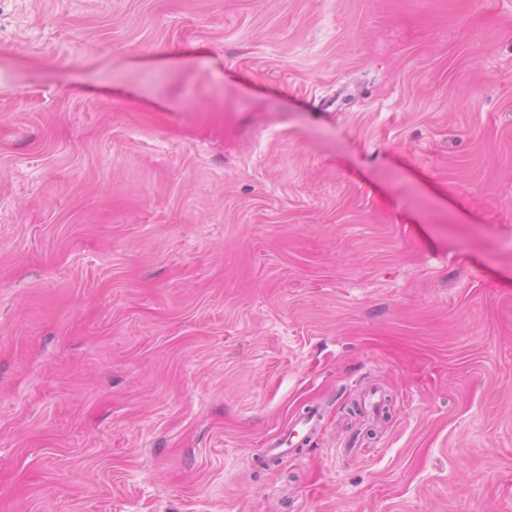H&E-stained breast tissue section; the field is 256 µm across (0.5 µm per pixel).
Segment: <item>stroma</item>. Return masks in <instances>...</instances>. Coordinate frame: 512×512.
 Listing matches in <instances>:
<instances>
[{
  "label": "stroma",
  "mask_w": 512,
  "mask_h": 512,
  "mask_svg": "<svg viewBox=\"0 0 512 512\" xmlns=\"http://www.w3.org/2000/svg\"><path fill=\"white\" fill-rule=\"evenodd\" d=\"M0 512H512V0H0ZM321 413L319 409L313 408L304 413L295 425L289 428V432L283 438L273 441L269 444V454L273 458L280 457L281 455L294 451L301 445L307 434L315 431L320 424ZM289 435V440L287 441ZM294 438H297L294 440ZM287 441V446H285Z\"/></svg>",
  "instance_id": "obj_1"
}]
</instances>
